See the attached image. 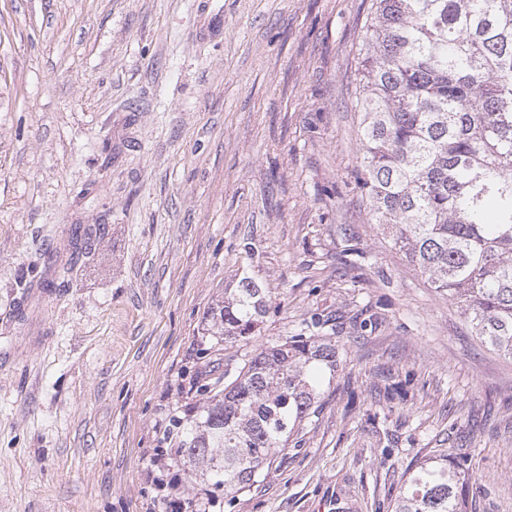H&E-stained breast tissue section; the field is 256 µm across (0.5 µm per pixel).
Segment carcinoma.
I'll list each match as a JSON object with an SVG mask.
<instances>
[{
  "mask_svg": "<svg viewBox=\"0 0 512 512\" xmlns=\"http://www.w3.org/2000/svg\"><path fill=\"white\" fill-rule=\"evenodd\" d=\"M362 50L357 182L370 220L512 360V0H374ZM266 312V289L246 276L212 308L213 336H252ZM337 358L332 340L298 334L231 378L194 370L201 414L172 419L169 449L184 483L211 481L232 506L315 412ZM467 462L426 460L393 512H464Z\"/></svg>",
  "mask_w": 512,
  "mask_h": 512,
  "instance_id": "1",
  "label": "carcinoma"
}]
</instances>
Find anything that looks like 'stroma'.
<instances>
[{
    "instance_id": "obj_1",
    "label": "stroma",
    "mask_w": 512,
    "mask_h": 512,
    "mask_svg": "<svg viewBox=\"0 0 512 512\" xmlns=\"http://www.w3.org/2000/svg\"><path fill=\"white\" fill-rule=\"evenodd\" d=\"M371 4L0 0V512H165L156 450L245 276L267 312L224 368L302 331L341 363L220 512H391L407 469L464 452L467 512H512V361L357 185Z\"/></svg>"
}]
</instances>
